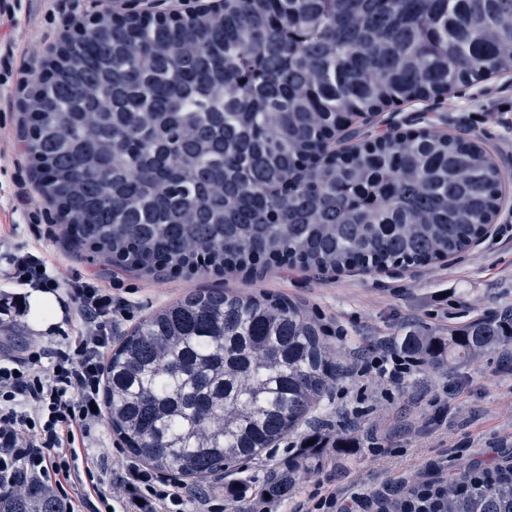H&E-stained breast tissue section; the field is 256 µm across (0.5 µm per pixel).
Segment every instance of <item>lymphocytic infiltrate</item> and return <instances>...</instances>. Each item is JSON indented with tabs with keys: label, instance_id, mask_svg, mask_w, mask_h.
Masks as SVG:
<instances>
[{
	"label": "lymphocytic infiltrate",
	"instance_id": "obj_1",
	"mask_svg": "<svg viewBox=\"0 0 512 512\" xmlns=\"http://www.w3.org/2000/svg\"><path fill=\"white\" fill-rule=\"evenodd\" d=\"M9 280L20 289L59 286L39 248L16 257ZM66 294L80 319L74 339L0 353V490L38 484L63 512H213L207 489L161 478L134 460L116 474L99 457L105 353L120 304L92 278L72 279ZM113 483L119 494L101 493Z\"/></svg>",
	"mask_w": 512,
	"mask_h": 512
}]
</instances>
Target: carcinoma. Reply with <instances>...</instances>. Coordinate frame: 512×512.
Returning <instances> with one entry per match:
<instances>
[{"label": "carcinoma", "instance_id": "carcinoma-1", "mask_svg": "<svg viewBox=\"0 0 512 512\" xmlns=\"http://www.w3.org/2000/svg\"><path fill=\"white\" fill-rule=\"evenodd\" d=\"M53 58L23 139L74 246L117 268L318 274L445 262L495 223L503 177L466 136L388 132L332 151L344 122L512 72V0H224L222 16L103 9ZM512 342V318L409 331L454 369ZM296 304L198 289L112 349L105 410L126 448L186 479L225 473L293 431L343 374ZM264 492L285 498L322 444ZM0 512H58L40 486ZM381 512H512V465L415 482Z\"/></svg>", "mask_w": 512, "mask_h": 512}]
</instances>
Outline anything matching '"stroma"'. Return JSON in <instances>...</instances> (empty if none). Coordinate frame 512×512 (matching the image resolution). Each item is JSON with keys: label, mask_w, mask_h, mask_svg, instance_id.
<instances>
[{"label": "stroma", "mask_w": 512, "mask_h": 512, "mask_svg": "<svg viewBox=\"0 0 512 512\" xmlns=\"http://www.w3.org/2000/svg\"><path fill=\"white\" fill-rule=\"evenodd\" d=\"M92 0H21L14 25L0 26V288L9 289L10 257L44 241L60 284L86 274L111 288L127 305L117 320L126 333L150 313L186 292L223 288L241 296L264 295L298 304L321 325L341 355H380L378 339L406 330L444 336L472 321L512 310V76H495L447 95L390 105L355 119L373 135L429 127L479 140L505 183L504 209L482 240L440 265L394 268L378 274H317L285 267L259 276L172 274L163 279L116 273L104 257L75 248L38 190L32 162L18 141L24 104L36 78L61 46L72 16L91 17ZM64 314L50 332L34 330L28 315L0 329V344L23 347L74 335L77 317L64 292ZM364 378L338 380L311 416L355 440L349 449L328 447L309 460L288 498L272 512H296L311 494H336L349 512H379L377 501L404 483L458 471L474 461L512 455V346L497 348L454 371L422 366L379 401L363 392Z\"/></svg>", "instance_id": "stroma-1"}]
</instances>
